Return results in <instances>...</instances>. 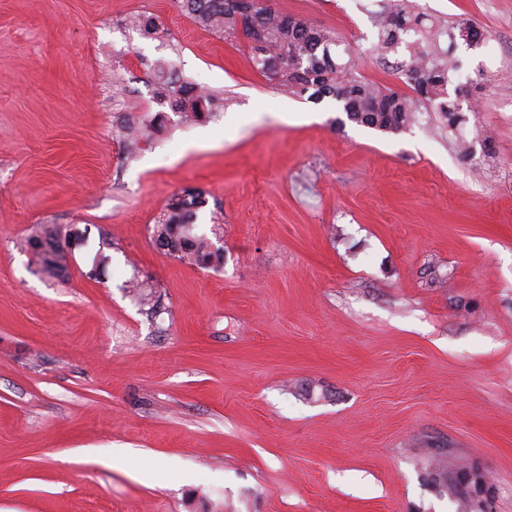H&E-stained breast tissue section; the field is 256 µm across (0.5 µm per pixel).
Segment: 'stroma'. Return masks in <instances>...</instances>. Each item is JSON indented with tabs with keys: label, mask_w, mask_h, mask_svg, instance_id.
Returning a JSON list of instances; mask_svg holds the SVG:
<instances>
[{
	"label": "stroma",
	"mask_w": 512,
	"mask_h": 512,
	"mask_svg": "<svg viewBox=\"0 0 512 512\" xmlns=\"http://www.w3.org/2000/svg\"><path fill=\"white\" fill-rule=\"evenodd\" d=\"M270 2L408 91L379 0ZM408 4L491 36L452 81L481 165L432 113L384 133L288 92L176 0H0V512H512V0ZM184 189L224 226L205 267L152 238ZM39 224L82 238L60 277ZM159 77L163 89L167 91L172 108L176 112H181L184 116L199 117L203 112L201 104L211 105V98L201 92H195L194 88L187 82L180 83V80L173 77V73L166 72V69L159 66Z\"/></svg>",
	"instance_id": "35a3bbf8"
}]
</instances>
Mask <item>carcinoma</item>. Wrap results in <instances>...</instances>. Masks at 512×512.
<instances>
[{"label":"carcinoma","instance_id":"obj_1","mask_svg":"<svg viewBox=\"0 0 512 512\" xmlns=\"http://www.w3.org/2000/svg\"><path fill=\"white\" fill-rule=\"evenodd\" d=\"M230 0H178L180 10L196 24L228 37L249 43L251 62L269 81L295 89L297 94L322 101L334 100L348 121L380 132L396 133L407 129L419 112L438 115L443 129H457L467 122L461 89L449 94V74L458 70L454 53L458 44L478 48L486 44L481 28L466 16H458L444 28L425 24V15L401 3L381 0L374 15L378 28L375 51L386 58L403 57L398 68L404 72L412 93L395 91L360 75L357 65L339 50L335 31L280 12L265 3L250 4L243 20L229 6ZM163 89L172 108L185 116L198 117L201 106L211 98L159 67ZM206 198L198 190H185L172 196L154 225L153 239L179 258L207 266L218 257L205 234L196 232L198 211ZM26 245L39 251L42 273L58 277L69 264L68 252L60 243L58 230L38 225Z\"/></svg>","mask_w":512,"mask_h":512}]
</instances>
